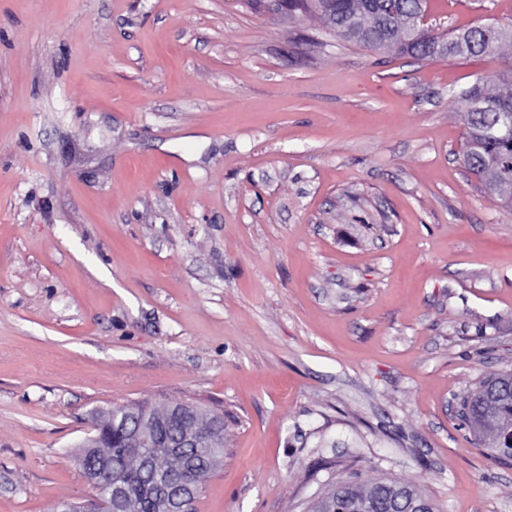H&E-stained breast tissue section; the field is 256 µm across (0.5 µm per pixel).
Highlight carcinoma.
<instances>
[{
    "instance_id": "carcinoma-1",
    "label": "carcinoma",
    "mask_w": 512,
    "mask_h": 512,
    "mask_svg": "<svg viewBox=\"0 0 512 512\" xmlns=\"http://www.w3.org/2000/svg\"><path fill=\"white\" fill-rule=\"evenodd\" d=\"M311 10L319 13L340 39L354 42L374 51L395 49L397 53L418 60L470 58L495 53L502 40H488L485 26L462 29L448 37L429 29H422L421 40L415 45L405 43L407 20L424 14L427 0H311ZM504 89L490 92L477 81L461 92L466 105L467 137L463 154L470 174L476 176L483 189L498 195H512V180L504 177V170H512V146L502 140L508 126H512V80L503 82ZM490 383L486 379L461 398L459 416L476 435L490 436L488 448L500 460L512 459V445L505 434L512 429V402H489L483 399V390ZM119 410L103 416H92L99 436L97 447L81 453L78 459L82 472L103 462L109 468L102 471L108 479H125L130 485L127 512H165L164 500L142 493L145 483L141 473L143 458L159 468L178 472L187 481L199 487L202 479L217 465L218 460L191 461L167 448H142L131 433L120 425ZM165 427L172 431L193 428L218 439L224 430L210 432L211 420L203 413L186 410L169 417ZM425 501L412 487L377 481L363 489L355 484L342 483L319 498L312 512H333L337 508L366 507L374 512H387L388 505L397 503L398 512H411L413 506Z\"/></svg>"
}]
</instances>
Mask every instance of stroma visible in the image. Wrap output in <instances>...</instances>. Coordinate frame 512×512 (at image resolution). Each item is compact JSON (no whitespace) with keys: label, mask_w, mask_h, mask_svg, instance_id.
<instances>
[{"label":"stroma","mask_w":512,"mask_h":512,"mask_svg":"<svg viewBox=\"0 0 512 512\" xmlns=\"http://www.w3.org/2000/svg\"><path fill=\"white\" fill-rule=\"evenodd\" d=\"M449 33L512 0H429ZM271 0H0V512L93 497L97 410L197 405L195 512L337 484L512 512L459 400L512 371V208L464 162L462 89Z\"/></svg>","instance_id":"obj_1"}]
</instances>
